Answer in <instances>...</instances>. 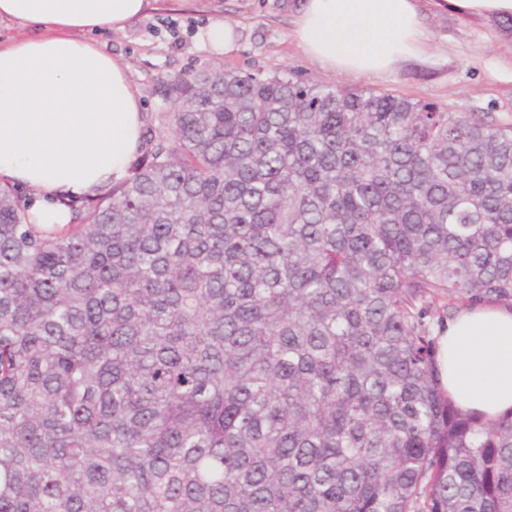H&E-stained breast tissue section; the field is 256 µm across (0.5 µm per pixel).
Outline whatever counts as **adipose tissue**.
<instances>
[{"mask_svg":"<svg viewBox=\"0 0 512 512\" xmlns=\"http://www.w3.org/2000/svg\"><path fill=\"white\" fill-rule=\"evenodd\" d=\"M151 0H0V183L35 192L31 224H67L65 199L122 182L143 139L144 116L122 65L86 37L144 15ZM490 22L512 0H437ZM295 37L332 69L391 75L428 46L419 0H301ZM436 365L456 406L491 422L512 410V308L476 304L446 322Z\"/></svg>","mask_w":512,"mask_h":512,"instance_id":"adipose-tissue-1","label":"adipose tissue"}]
</instances>
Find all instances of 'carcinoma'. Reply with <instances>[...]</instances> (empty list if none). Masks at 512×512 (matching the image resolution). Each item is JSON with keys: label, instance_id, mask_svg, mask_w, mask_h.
<instances>
[{"label": "carcinoma", "instance_id": "carcinoma-1", "mask_svg": "<svg viewBox=\"0 0 512 512\" xmlns=\"http://www.w3.org/2000/svg\"><path fill=\"white\" fill-rule=\"evenodd\" d=\"M128 178L0 185V512H512L422 322L512 306V124L204 65Z\"/></svg>", "mask_w": 512, "mask_h": 512}]
</instances>
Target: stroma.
<instances>
[{
    "label": "stroma",
    "instance_id": "stroma-1",
    "mask_svg": "<svg viewBox=\"0 0 512 512\" xmlns=\"http://www.w3.org/2000/svg\"><path fill=\"white\" fill-rule=\"evenodd\" d=\"M298 0H157L146 15L98 35L100 47L123 66L138 91L147 128L158 127L175 103L166 79L205 64L227 69L293 72L327 85L403 94L454 112L488 114L512 124V29L467 18L424 0L430 51L403 62L389 77L340 73L308 56L297 41ZM233 30L229 48L203 40L209 25Z\"/></svg>",
    "mask_w": 512,
    "mask_h": 512
}]
</instances>
